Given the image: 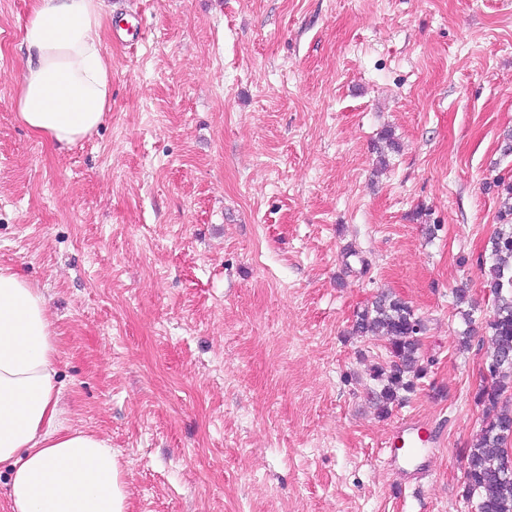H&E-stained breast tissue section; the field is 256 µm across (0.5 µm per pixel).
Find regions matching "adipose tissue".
Segmentation results:
<instances>
[{"mask_svg": "<svg viewBox=\"0 0 512 512\" xmlns=\"http://www.w3.org/2000/svg\"><path fill=\"white\" fill-rule=\"evenodd\" d=\"M104 18L103 0H33L15 107L35 136L71 145L102 123L112 98ZM57 356L42 291L0 266V467L9 470V512H128L108 441L63 423Z\"/></svg>", "mask_w": 512, "mask_h": 512, "instance_id": "adipose-tissue-1", "label": "adipose tissue"}]
</instances>
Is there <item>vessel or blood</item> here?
I'll use <instances>...</instances> for the list:
<instances>
[{
    "mask_svg": "<svg viewBox=\"0 0 512 512\" xmlns=\"http://www.w3.org/2000/svg\"><path fill=\"white\" fill-rule=\"evenodd\" d=\"M440 435L416 417L402 419L386 443L385 462L404 484H419L434 464Z\"/></svg>",
    "mask_w": 512,
    "mask_h": 512,
    "instance_id": "1",
    "label": "vessel or blood"
}]
</instances>
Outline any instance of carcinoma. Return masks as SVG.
Here are the masks:
<instances>
[{
    "label": "carcinoma",
    "instance_id": "1",
    "mask_svg": "<svg viewBox=\"0 0 512 512\" xmlns=\"http://www.w3.org/2000/svg\"><path fill=\"white\" fill-rule=\"evenodd\" d=\"M500 210L502 227L488 249L485 288L492 297L487 320L492 349L484 366L491 374L476 395L486 417L475 441L463 452L464 496L474 512H512V185L504 186ZM354 331L359 336L382 333L391 360L373 371L380 384L376 402L380 413L414 391L426 374L421 358L422 320L404 300L382 293L358 312Z\"/></svg>",
    "mask_w": 512,
    "mask_h": 512
}]
</instances>
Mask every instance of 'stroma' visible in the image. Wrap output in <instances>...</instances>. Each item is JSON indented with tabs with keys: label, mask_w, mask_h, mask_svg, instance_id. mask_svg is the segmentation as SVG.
<instances>
[{
	"label": "stroma",
	"mask_w": 512,
	"mask_h": 512,
	"mask_svg": "<svg viewBox=\"0 0 512 512\" xmlns=\"http://www.w3.org/2000/svg\"><path fill=\"white\" fill-rule=\"evenodd\" d=\"M31 4L0 0V266L44 290L65 423L108 440L132 512H471L512 0H105L112 107L66 147L15 110ZM382 291L427 368L384 416L387 342L353 333ZM409 416L445 436L403 490Z\"/></svg>",
	"instance_id": "35a3bbf8"
}]
</instances>
